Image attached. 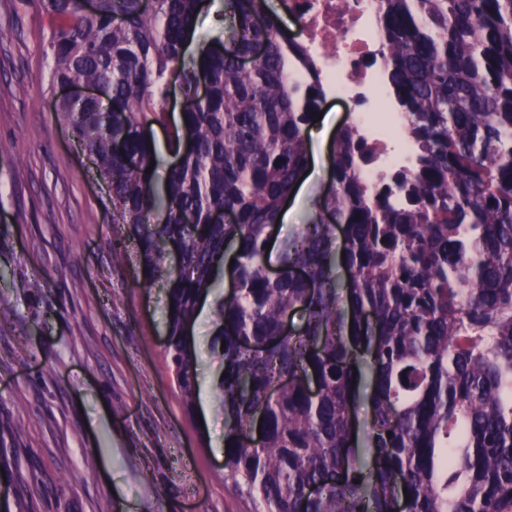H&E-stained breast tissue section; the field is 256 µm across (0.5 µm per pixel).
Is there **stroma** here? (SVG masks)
Segmentation results:
<instances>
[{
    "mask_svg": "<svg viewBox=\"0 0 512 512\" xmlns=\"http://www.w3.org/2000/svg\"><path fill=\"white\" fill-rule=\"evenodd\" d=\"M49 40L31 0H0V512H253L224 483L214 313L189 330L190 415L164 355L168 285L112 254L106 185L53 110ZM330 179L306 172L280 237Z\"/></svg>",
    "mask_w": 512,
    "mask_h": 512,
    "instance_id": "stroma-1",
    "label": "stroma"
}]
</instances>
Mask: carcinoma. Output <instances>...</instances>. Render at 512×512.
<instances>
[{
  "mask_svg": "<svg viewBox=\"0 0 512 512\" xmlns=\"http://www.w3.org/2000/svg\"><path fill=\"white\" fill-rule=\"evenodd\" d=\"M200 2L36 5L52 81L104 91L56 112L110 188L112 253L135 245L144 282L170 283L165 355L189 414L183 330L234 259L214 300L224 483L255 512H512V0H383L388 77L418 145L393 178L404 200L367 193L365 146L345 128L334 186L275 253L323 92L290 77L302 49L268 0H225L224 37L186 58ZM174 80L185 107L170 127ZM155 125L178 157L159 187Z\"/></svg>",
  "mask_w": 512,
  "mask_h": 512,
  "instance_id": "obj_1",
  "label": "carcinoma"
}]
</instances>
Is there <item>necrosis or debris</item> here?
Returning <instances> with one entry per match:
<instances>
[{
    "instance_id": "1",
    "label": "necrosis or debris",
    "mask_w": 512,
    "mask_h": 512,
    "mask_svg": "<svg viewBox=\"0 0 512 512\" xmlns=\"http://www.w3.org/2000/svg\"><path fill=\"white\" fill-rule=\"evenodd\" d=\"M298 28L306 64L292 79L318 82L331 100L346 103L349 121L371 151L358 171L377 190L400 170H412L417 147L410 120L388 82L381 0H283Z\"/></svg>"
}]
</instances>
